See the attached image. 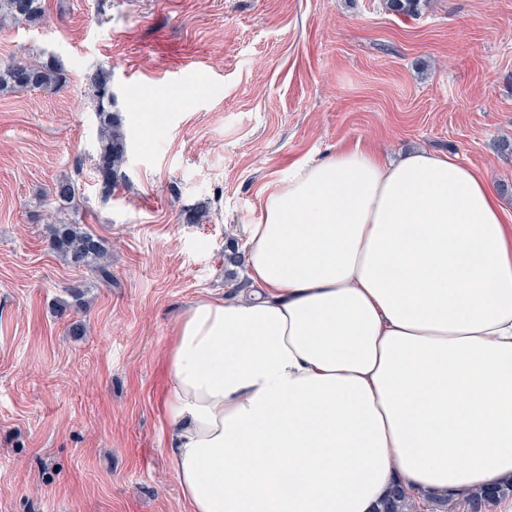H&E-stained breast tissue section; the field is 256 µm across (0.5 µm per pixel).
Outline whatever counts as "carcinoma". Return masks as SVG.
<instances>
[{
	"mask_svg": "<svg viewBox=\"0 0 512 512\" xmlns=\"http://www.w3.org/2000/svg\"><path fill=\"white\" fill-rule=\"evenodd\" d=\"M421 0H385L388 10L406 17L418 15ZM41 0H0V28L22 22L35 21L42 16ZM110 72L99 69L91 77L92 97L98 116L99 148L94 163L102 191L112 192L117 173L126 161L127 136L122 118L114 110L115 99L111 89ZM65 83L61 66L53 63L18 62L0 70V87L31 91L52 89ZM52 194L57 202L71 204L78 196L75 180L70 177L56 181ZM52 244L75 267H89L100 280H112L108 255L100 240L77 224H66L50 214ZM512 495V485L478 490L461 498L453 496L431 497L419 503L401 486L394 487L379 503L376 512H456L464 505L467 512H488L500 499Z\"/></svg>",
	"mask_w": 512,
	"mask_h": 512,
	"instance_id": "cac0c4a2",
	"label": "carcinoma"
}]
</instances>
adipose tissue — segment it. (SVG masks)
I'll return each mask as SVG.
<instances>
[{"label":"adipose tissue","instance_id":"ef3b65f1","mask_svg":"<svg viewBox=\"0 0 512 512\" xmlns=\"http://www.w3.org/2000/svg\"><path fill=\"white\" fill-rule=\"evenodd\" d=\"M243 249L252 292L197 300L165 357L190 512L512 483V217L486 177L341 147L264 195Z\"/></svg>","mask_w":512,"mask_h":512}]
</instances>
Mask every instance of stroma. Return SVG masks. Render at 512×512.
Returning <instances> with one entry per match:
<instances>
[{"mask_svg":"<svg viewBox=\"0 0 512 512\" xmlns=\"http://www.w3.org/2000/svg\"><path fill=\"white\" fill-rule=\"evenodd\" d=\"M0 67L59 61L56 92H0V512H189L159 407L185 309L249 291L242 238L298 164L362 143L485 175L512 211V0H42ZM128 157L94 169L97 69ZM175 102L151 115L139 97ZM74 204L50 191L61 176ZM108 251L68 264L46 215ZM79 323L83 332H72Z\"/></svg>","mask_w":512,"mask_h":512,"instance_id":"1","label":"stroma"}]
</instances>
